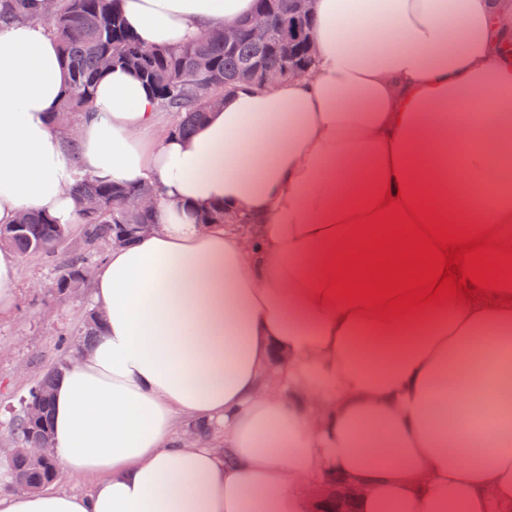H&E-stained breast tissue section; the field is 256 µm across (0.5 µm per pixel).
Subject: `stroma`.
I'll use <instances>...</instances> for the list:
<instances>
[{
    "mask_svg": "<svg viewBox=\"0 0 512 512\" xmlns=\"http://www.w3.org/2000/svg\"><path fill=\"white\" fill-rule=\"evenodd\" d=\"M81 247L80 229L74 226L56 256L19 260L16 300L10 309L0 311V460L17 446L10 425L31 387L48 369L68 359L60 341L77 333L92 309L90 288L64 299L49 293L61 261Z\"/></svg>",
    "mask_w": 512,
    "mask_h": 512,
    "instance_id": "1",
    "label": "stroma"
}]
</instances>
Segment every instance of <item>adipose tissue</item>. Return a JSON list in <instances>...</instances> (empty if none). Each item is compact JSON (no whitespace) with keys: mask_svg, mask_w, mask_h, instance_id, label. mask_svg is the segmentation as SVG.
Listing matches in <instances>:
<instances>
[{"mask_svg":"<svg viewBox=\"0 0 512 512\" xmlns=\"http://www.w3.org/2000/svg\"><path fill=\"white\" fill-rule=\"evenodd\" d=\"M149 46L239 25L252 0H120ZM312 75L224 94L153 142L156 100L99 80L76 134L44 0L0 28V226L76 221L82 176L152 182L157 220L92 282L102 329L53 391L73 494L0 490V512H311L335 481L360 512H512V302L402 320L323 299L328 250L386 192L512 249V0H313ZM78 152H71V143ZM242 224H202L214 205ZM213 426L188 439L180 421Z\"/></svg>","mask_w":512,"mask_h":512,"instance_id":"ef3b65f1","label":"adipose tissue"}]
</instances>
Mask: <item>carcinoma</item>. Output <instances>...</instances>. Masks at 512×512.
<instances>
[{"instance_id": "obj_1", "label": "carcinoma", "mask_w": 512, "mask_h": 512, "mask_svg": "<svg viewBox=\"0 0 512 512\" xmlns=\"http://www.w3.org/2000/svg\"><path fill=\"white\" fill-rule=\"evenodd\" d=\"M24 0H0V27L23 15ZM255 12L270 18L271 34L260 41L248 32L232 49L220 42L201 37L180 46L166 48L147 46L125 25L119 0H58L56 13L48 20L58 41L59 58L69 77L56 116L61 126L91 109L96 85L111 67L102 64L109 56L115 66L134 73L151 91L159 109L175 114L178 121L173 133L187 134L204 121L211 106L221 103L224 91L244 81L241 71L259 61L267 68H282L288 62L310 63L312 52L306 38L313 35L315 21L311 7L303 15L297 13V0H255ZM299 22L305 36L288 45L279 43L277 32L285 23ZM77 204V224L81 226L86 250L102 243L116 242L117 235L133 224L156 223L157 212H145L138 204L136 186L115 185L104 179L86 176L72 186ZM68 234L62 225L48 214H32L21 228L0 231V241L10 244L23 256H49L61 246ZM86 270L85 258H69L54 279L50 291L64 298V284ZM60 368L42 375L31 388L43 407L37 423L25 414L11 423L18 447L51 438L52 394ZM58 474L55 457L34 464L19 451L0 465V486L13 479L28 481L38 489L54 481Z\"/></svg>"}]
</instances>
